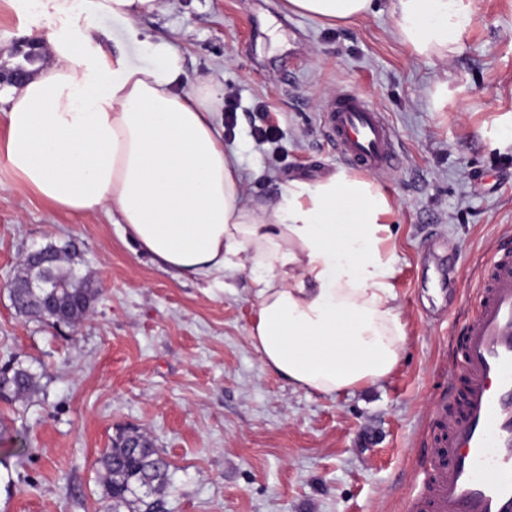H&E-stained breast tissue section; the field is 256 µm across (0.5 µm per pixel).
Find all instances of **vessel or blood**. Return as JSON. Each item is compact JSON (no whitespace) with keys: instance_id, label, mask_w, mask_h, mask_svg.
<instances>
[{"instance_id":"obj_1","label":"vessel or blood","mask_w":512,"mask_h":512,"mask_svg":"<svg viewBox=\"0 0 512 512\" xmlns=\"http://www.w3.org/2000/svg\"><path fill=\"white\" fill-rule=\"evenodd\" d=\"M323 131L339 159L389 174L399 165L381 111L346 90L328 101ZM463 400L449 415L444 447L432 449L411 512H512V253L481 273L476 309L459 354Z\"/></svg>"}]
</instances>
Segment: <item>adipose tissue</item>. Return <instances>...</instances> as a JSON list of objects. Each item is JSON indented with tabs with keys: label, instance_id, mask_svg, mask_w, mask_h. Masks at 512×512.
I'll return each mask as SVG.
<instances>
[{
	"label": "adipose tissue",
	"instance_id": "obj_1",
	"mask_svg": "<svg viewBox=\"0 0 512 512\" xmlns=\"http://www.w3.org/2000/svg\"><path fill=\"white\" fill-rule=\"evenodd\" d=\"M60 27L51 64L0 101V161L14 187L74 214L104 210L156 267L178 279L249 273L256 310L249 339L262 366L296 388L333 397L384 381L407 341L385 219L393 198L340 169L254 207L215 115L210 80L185 87L180 55L144 40L153 65L105 48L90 17L140 18L165 0H37ZM329 24L373 12L375 0H285ZM395 34L411 55L447 58L470 23L464 0H394Z\"/></svg>",
	"mask_w": 512,
	"mask_h": 512
}]
</instances>
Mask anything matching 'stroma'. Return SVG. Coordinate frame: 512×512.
Wrapping results in <instances>:
<instances>
[{
    "label": "stroma",
    "instance_id": "stroma-1",
    "mask_svg": "<svg viewBox=\"0 0 512 512\" xmlns=\"http://www.w3.org/2000/svg\"><path fill=\"white\" fill-rule=\"evenodd\" d=\"M30 0H0V92L34 53L49 63L47 20ZM471 14L447 59L413 58L394 31L392 0L335 26L285 12L282 0H170L140 29L168 39L189 81L232 87L225 145L265 206L291 180L342 169L322 135L326 102L353 89L379 107L404 164L375 182L396 202L387 221L407 342L383 382L336 397L294 388L252 349L250 277L184 281L135 254L102 211L54 209L9 186L0 167V365L41 375L38 392L0 401V512H108L98 461L113 437L146 435L170 465L164 512H406L461 399L453 372L480 271L512 249V0H465ZM95 34L128 60L152 57L108 15ZM446 83L443 111L430 93ZM266 108L277 146L259 144ZM72 243L97 299L88 320L52 327L18 316L8 282L25 256Z\"/></svg>",
    "mask_w": 512,
    "mask_h": 512
}]
</instances>
